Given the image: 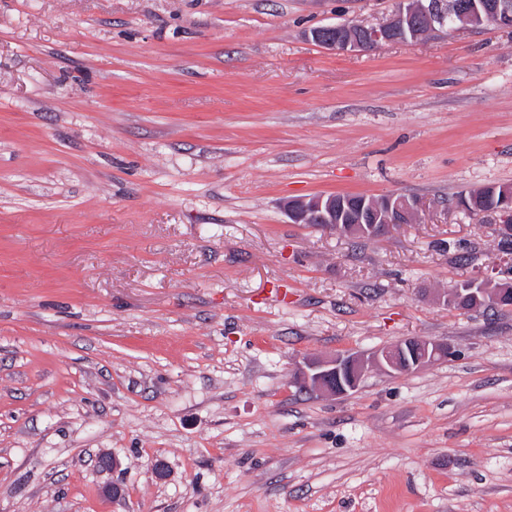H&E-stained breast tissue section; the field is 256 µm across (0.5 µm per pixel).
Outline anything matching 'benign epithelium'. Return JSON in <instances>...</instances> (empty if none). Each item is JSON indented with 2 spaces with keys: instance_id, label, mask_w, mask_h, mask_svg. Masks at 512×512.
Listing matches in <instances>:
<instances>
[{
  "instance_id": "1",
  "label": "benign epithelium",
  "mask_w": 512,
  "mask_h": 512,
  "mask_svg": "<svg viewBox=\"0 0 512 512\" xmlns=\"http://www.w3.org/2000/svg\"><path fill=\"white\" fill-rule=\"evenodd\" d=\"M498 26H512V3L499 0L492 11L480 13L462 0H401L388 21L379 26L360 25L357 34L349 25H328L310 32L311 39L335 52H367L383 43H406L421 36L419 24L434 31L447 22L453 25L477 27L483 19ZM293 224H307L318 218L321 226L337 234L362 240H376L390 235L400 226L420 219L423 204L404 195H385L377 199H362L354 205L349 198L319 195L293 199L284 204ZM503 223L498 225L500 238H512V196L504 198L499 207ZM512 293V283L478 277L466 278L451 290L436 295L438 302L457 311L477 307L505 305ZM453 353L445 343L418 338H406L370 355L338 354L329 358H314L307 362L302 386L310 391L332 396L346 395L356 390L364 377L373 370L403 375Z\"/></svg>"
}]
</instances>
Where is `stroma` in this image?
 Wrapping results in <instances>:
<instances>
[{"label":"stroma","instance_id":"35a3bbf8","mask_svg":"<svg viewBox=\"0 0 512 512\" xmlns=\"http://www.w3.org/2000/svg\"><path fill=\"white\" fill-rule=\"evenodd\" d=\"M398 6L0 0V512H512V308L433 299L512 279L455 205L512 185V28L308 36ZM392 193L379 240L283 208ZM408 337L454 354L300 383ZM452 353L449 344L406 338L370 355L343 353L314 358L307 362L302 386L310 391L342 396L355 391L373 370L403 375L446 359Z\"/></svg>","mask_w":512,"mask_h":512}]
</instances>
